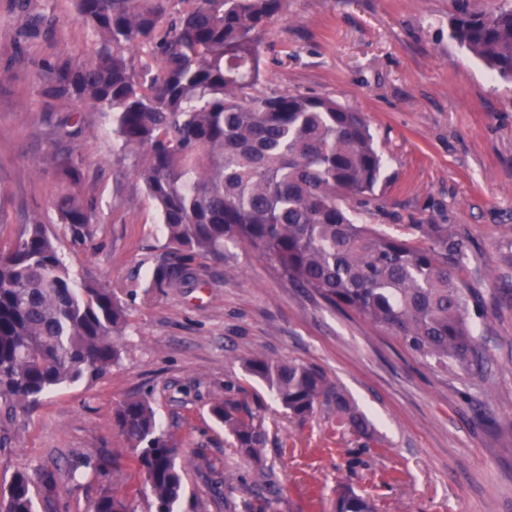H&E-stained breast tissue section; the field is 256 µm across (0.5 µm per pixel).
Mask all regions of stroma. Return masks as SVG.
Masks as SVG:
<instances>
[{
  "instance_id": "35a3bbf8",
  "label": "stroma",
  "mask_w": 512,
  "mask_h": 512,
  "mask_svg": "<svg viewBox=\"0 0 512 512\" xmlns=\"http://www.w3.org/2000/svg\"><path fill=\"white\" fill-rule=\"evenodd\" d=\"M463 3L481 11L495 0H285L264 31L259 89L327 96L363 114L385 169L356 208L362 223L390 233L456 228L467 253L460 276L481 301L472 315L486 358L479 378L435 367L237 244L223 259L194 260L204 285L157 287L156 269L179 255L109 114L88 112L83 131L62 141L54 124L70 103L35 92L37 62L86 59L91 32L72 0H28L25 10L0 0V242L40 216L71 275L108 285L128 314L112 370L0 419V480L53 471L52 512H89L101 480L71 472L90 455L126 470L112 411L137 394L185 450L178 512H225L228 499L244 507L265 472L280 488L275 512H334L343 485L371 496L378 512H512V81L451 37ZM35 14L49 16L48 32L28 33ZM67 147L83 159L80 191L94 206L97 232L86 243L53 207L51 159ZM255 354L324 371L370 419L375 442L337 426L322 403L306 421L289 417L246 374L243 360ZM228 382L263 418L260 460L230 448L209 412Z\"/></svg>"
}]
</instances>
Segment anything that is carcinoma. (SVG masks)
Instances as JSON below:
<instances>
[{"mask_svg":"<svg viewBox=\"0 0 512 512\" xmlns=\"http://www.w3.org/2000/svg\"><path fill=\"white\" fill-rule=\"evenodd\" d=\"M94 36L79 62L38 61L39 93L75 110L57 123L82 131L87 108L112 113V134L135 152L133 171L155 201L168 244L185 262L155 274L160 288L199 284L196 257L224 258L240 243L275 265L289 283L348 309L446 371H484L471 325L476 297L459 276L466 256L446 224H417L400 238L361 224L352 203L374 194L384 168L363 116L325 96L258 94L262 33L284 0H72ZM450 33L494 75L512 80V6L462 7ZM152 44V72L128 50ZM59 221L76 240L94 237L89 204L75 191L83 160L68 149L53 158ZM126 313L108 286L76 281L54 236L38 218L0 247V412L30 409L58 388L93 379L121 359ZM294 418L320 400L338 421L370 436L365 414L317 368L261 356L244 360ZM211 414L237 452L257 460L266 444L261 418L230 395ZM113 425L130 450L140 482L101 488L92 512H135L153 498L155 512H175L184 497L179 444L161 430L150 401L129 395ZM55 491L53 474L17 471L0 483V512H37L36 496ZM275 482L261 485L259 505L273 509ZM335 512H375L367 497L343 487Z\"/></svg>","mask_w":512,"mask_h":512,"instance_id":"carcinoma-1","label":"carcinoma"}]
</instances>
